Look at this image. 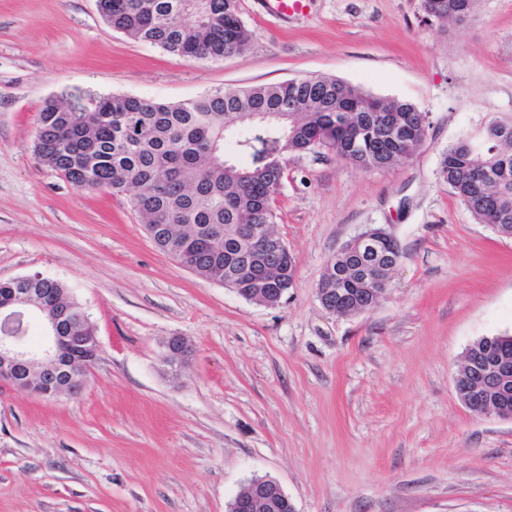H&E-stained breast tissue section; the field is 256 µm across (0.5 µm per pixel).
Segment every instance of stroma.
Segmentation results:
<instances>
[{"mask_svg":"<svg viewBox=\"0 0 512 512\" xmlns=\"http://www.w3.org/2000/svg\"><path fill=\"white\" fill-rule=\"evenodd\" d=\"M240 9L247 49L197 61L112 30L97 0H0V279L64 282L100 344L80 397L0 385V512H227L258 476L296 512H512V420L474 414L454 385L471 343L512 335V237L437 174L460 135L512 117V0L460 24L422 0ZM317 75L410 100L429 127L388 169L290 161L275 230L297 284L276 307L178 266L127 196L78 189L33 151L44 103L77 89L178 103ZM369 224L403 251L392 286L331 314L319 279ZM171 336L195 346L176 376L159 361ZM263 12L271 17L288 19L297 15H306L313 0H261Z\"/></svg>","mask_w":512,"mask_h":512,"instance_id":"35a3bbf8","label":"stroma"}]
</instances>
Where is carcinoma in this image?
Segmentation results:
<instances>
[{
	"mask_svg": "<svg viewBox=\"0 0 512 512\" xmlns=\"http://www.w3.org/2000/svg\"><path fill=\"white\" fill-rule=\"evenodd\" d=\"M478 0H422L427 16L468 21ZM113 30L188 60L218 61L252 39L239 0H99ZM253 133L226 147V133ZM427 115L404 99L373 96L334 77L216 91L181 103L87 92L45 102L34 152L76 188L127 195L144 229L198 277L238 288L273 264L240 232L274 224L272 203L288 163L326 149L376 171L413 159L426 139ZM480 147L459 139L439 159V175L474 219L512 236V119L480 125ZM71 297L56 280L34 284ZM336 311L371 307L370 285L350 273L335 283Z\"/></svg>",
	"mask_w": 512,
	"mask_h": 512,
	"instance_id": "carcinoma-1",
	"label": "carcinoma"
}]
</instances>
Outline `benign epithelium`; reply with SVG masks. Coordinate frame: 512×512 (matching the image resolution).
<instances>
[{
  "label": "benign epithelium",
  "instance_id": "obj_1",
  "mask_svg": "<svg viewBox=\"0 0 512 512\" xmlns=\"http://www.w3.org/2000/svg\"><path fill=\"white\" fill-rule=\"evenodd\" d=\"M250 231L265 251L284 253L288 246L270 224H252ZM384 240L396 242L383 226H371L340 249L337 258L328 264L326 274L338 280L350 271L386 282L397 264L375 265L371 262L374 243ZM296 287V278L280 285L277 290H266L258 295L242 292L265 306H278L285 295ZM36 316L42 321L41 344L31 349L24 344V333L15 330L19 320ZM86 318V312L58 298L46 304L35 288H20L6 305L0 304V384L25 391L46 400L63 395L74 396L85 386L83 370L98 359L100 345L96 336H79L77 328ZM194 347L182 336H171L162 345L160 362L166 371L180 374L192 361ZM458 395L467 399L470 410L480 416L512 419L507 398L512 391V361L498 348L490 347L467 360V367L458 370L455 377ZM288 500L281 485L272 478L252 484L247 493L235 497L230 512H259L272 508L275 502Z\"/></svg>",
  "mask_w": 512,
  "mask_h": 512
}]
</instances>
